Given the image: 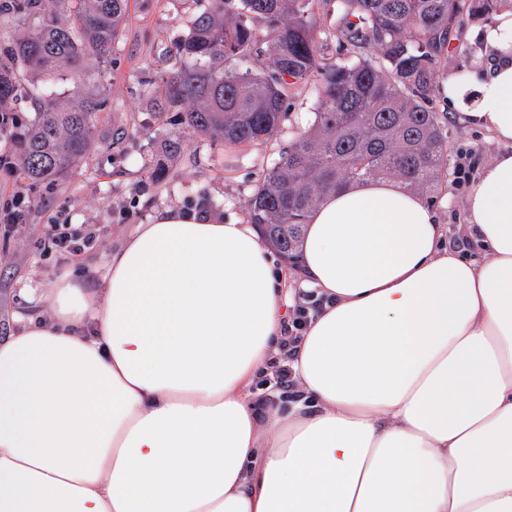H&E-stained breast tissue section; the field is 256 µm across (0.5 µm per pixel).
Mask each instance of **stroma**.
<instances>
[{"instance_id":"stroma-1","label":"stroma","mask_w":512,"mask_h":512,"mask_svg":"<svg viewBox=\"0 0 512 512\" xmlns=\"http://www.w3.org/2000/svg\"><path fill=\"white\" fill-rule=\"evenodd\" d=\"M190 13L189 0H129L106 82L109 103L98 123L104 145L91 152L87 167L39 185L19 182L0 169V209L18 204L24 211L22 223H0V336L18 316L34 312L30 294L48 290L64 270L95 279L107 254L136 225L150 223L156 210L198 209L249 223L248 200L263 174L295 135L313 124L317 94L308 84L290 91L278 134L260 144L217 143L185 128L179 113L150 109L147 95L172 70L174 46L188 31ZM484 24L481 18L469 21L452 42L442 80L481 78L491 59L479 38ZM434 110L448 133L450 165L432 204L447 230L446 245L480 261L484 255L468 230L465 199L480 168L501 146L461 109L449 106L445 96L435 99ZM173 136L181 141L174 156L164 148ZM461 167L467 178H458ZM54 224L94 230L95 246L75 255L45 249Z\"/></svg>"}]
</instances>
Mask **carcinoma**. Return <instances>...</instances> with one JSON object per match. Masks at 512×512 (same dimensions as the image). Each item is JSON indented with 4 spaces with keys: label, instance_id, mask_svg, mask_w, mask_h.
<instances>
[{
    "label": "carcinoma",
    "instance_id": "1",
    "mask_svg": "<svg viewBox=\"0 0 512 512\" xmlns=\"http://www.w3.org/2000/svg\"><path fill=\"white\" fill-rule=\"evenodd\" d=\"M340 49L323 63L312 18L318 0H198L162 111L224 144L276 134L291 88L314 84V124L264 173L251 223L296 263L307 218L323 198L367 180H396L435 198L447 177L448 133L431 104L440 65L468 20L509 0H336ZM127 0H0V161L31 184L82 167L107 106L108 68ZM60 80L54 96L44 83Z\"/></svg>",
    "mask_w": 512,
    "mask_h": 512
}]
</instances>
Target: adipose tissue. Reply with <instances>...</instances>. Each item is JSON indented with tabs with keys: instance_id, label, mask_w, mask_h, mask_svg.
Returning <instances> with one entry per match:
<instances>
[{
	"instance_id": "adipose-tissue-1",
	"label": "adipose tissue",
	"mask_w": 512,
	"mask_h": 512,
	"mask_svg": "<svg viewBox=\"0 0 512 512\" xmlns=\"http://www.w3.org/2000/svg\"><path fill=\"white\" fill-rule=\"evenodd\" d=\"M483 39L472 118L506 146L466 197L483 262L404 184L328 195L298 391L257 408L284 271L253 225L156 211L0 339V512H512V10Z\"/></svg>"
}]
</instances>
